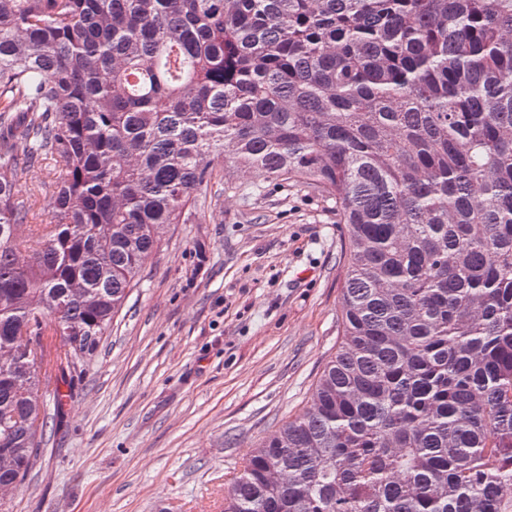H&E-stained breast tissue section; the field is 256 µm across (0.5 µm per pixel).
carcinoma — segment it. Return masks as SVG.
I'll use <instances>...</instances> for the list:
<instances>
[{
  "mask_svg": "<svg viewBox=\"0 0 512 512\" xmlns=\"http://www.w3.org/2000/svg\"><path fill=\"white\" fill-rule=\"evenodd\" d=\"M218 158L347 239L336 352L223 512H512V0H0V482Z\"/></svg>",
  "mask_w": 512,
  "mask_h": 512,
  "instance_id": "carcinoma-1",
  "label": "carcinoma"
}]
</instances>
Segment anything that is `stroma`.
I'll list each match as a JSON object with an SVG mask.
<instances>
[{"label":"stroma","instance_id":"35a3bbf8","mask_svg":"<svg viewBox=\"0 0 512 512\" xmlns=\"http://www.w3.org/2000/svg\"><path fill=\"white\" fill-rule=\"evenodd\" d=\"M344 246L333 200L215 160L204 210L144 261L62 386L12 512H221L225 483L336 349Z\"/></svg>","mask_w":512,"mask_h":512}]
</instances>
